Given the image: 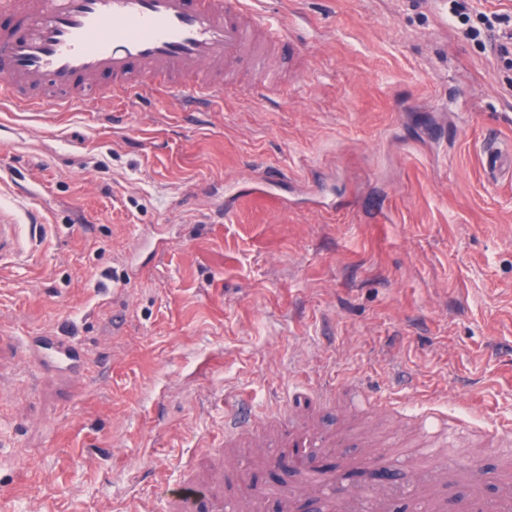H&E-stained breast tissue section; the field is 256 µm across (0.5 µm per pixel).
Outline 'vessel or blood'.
<instances>
[{"label": "vessel or blood", "mask_w": 512, "mask_h": 512, "mask_svg": "<svg viewBox=\"0 0 512 512\" xmlns=\"http://www.w3.org/2000/svg\"><path fill=\"white\" fill-rule=\"evenodd\" d=\"M0 97L23 111L69 110L108 76L126 101L153 93L193 89L186 111L212 107L224 98L223 81L209 72L232 69L257 34L280 42L287 31L250 0H0ZM281 436L291 448H316L322 439L292 412L280 414ZM226 437L255 435L247 401L224 421ZM223 467L207 477L186 478L168 498L166 512H224ZM389 487L365 498L353 492L330 497L332 512H385ZM464 512H512V485L485 499L472 491Z\"/></svg>", "instance_id": "1"}]
</instances>
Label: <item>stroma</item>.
I'll use <instances>...</instances> for the list:
<instances>
[{"label":"stroma","mask_w":512,"mask_h":512,"mask_svg":"<svg viewBox=\"0 0 512 512\" xmlns=\"http://www.w3.org/2000/svg\"><path fill=\"white\" fill-rule=\"evenodd\" d=\"M256 5L288 25L272 101L243 61L206 112L105 97L106 77L65 112L0 102V213L39 238L0 259V512H164L217 450L224 512L306 493L271 424L286 406L326 440L333 492L370 491L344 477L368 448L411 485L443 445L425 401L482 494L512 482L490 438L512 423V172L490 180L483 153L512 151V66L449 0ZM48 336L76 344L71 371L18 364L11 344ZM239 396L263 447L224 445Z\"/></svg>","instance_id":"35a3bbf8"}]
</instances>
